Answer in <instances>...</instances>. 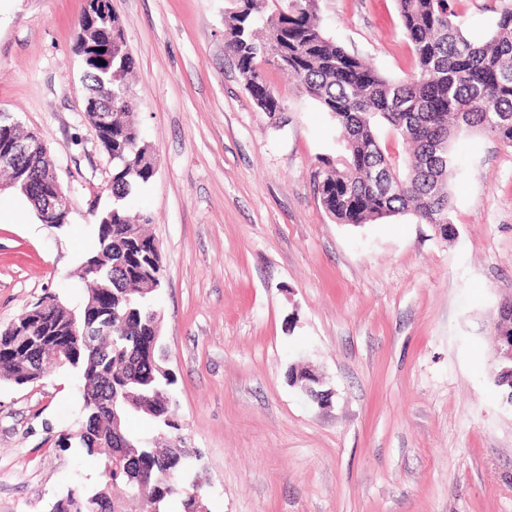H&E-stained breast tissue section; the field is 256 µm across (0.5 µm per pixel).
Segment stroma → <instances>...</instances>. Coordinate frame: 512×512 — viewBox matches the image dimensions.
<instances>
[{
  "label": "stroma",
  "instance_id": "obj_1",
  "mask_svg": "<svg viewBox=\"0 0 512 512\" xmlns=\"http://www.w3.org/2000/svg\"><path fill=\"white\" fill-rule=\"evenodd\" d=\"M86 0H0V111L40 133L72 209L62 228L0 191V329L45 294L77 305L112 162L86 118L72 52ZM225 0H110L157 173L129 200L163 262L153 303L178 405L172 443L209 512H512V406L490 372L512 295V149L453 148L456 234L409 215L339 224L313 172L342 141L275 68L285 112L255 106L224 52ZM500 0H455L473 39ZM326 33L402 79L413 54L395 0H321ZM303 366L328 390L288 381ZM79 376L0 383V512H51L97 485L96 457L54 442L81 420Z\"/></svg>",
  "mask_w": 512,
  "mask_h": 512
}]
</instances>
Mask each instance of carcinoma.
<instances>
[{
  "mask_svg": "<svg viewBox=\"0 0 512 512\" xmlns=\"http://www.w3.org/2000/svg\"><path fill=\"white\" fill-rule=\"evenodd\" d=\"M404 35L414 57L406 79L383 75L366 60L350 54L330 38L319 16V0H227L224 49L245 80L257 108L270 115L285 110L264 66L291 75L307 100L326 112L343 132L344 151L322 157L313 180L323 210L339 224H366L410 214L437 232L455 234L450 178L458 172L453 141L473 132L512 148V0H501L489 39L471 41L452 0H396ZM74 53L81 57L86 114L102 149L112 157V204L98 216L97 249L80 266L87 283L79 307L48 294L14 321L34 322L68 335L74 321L94 312L96 294L112 290V335L85 344L69 339V360L58 365L50 346L30 349L19 344L10 328L0 330V381L24 385L39 381L50 367L77 371L84 387V420L59 435L55 446L80 448L103 461L104 481L90 492H68L52 512H136L141 486L155 512L169 499L181 498L184 512H194L193 489L187 483L194 451L179 445L155 448L132 433L134 414L158 428H178L176 406L157 405V393H169L175 379L156 369L158 351L147 337L159 319L151 304L162 260L156 240L145 230L150 217L131 214L127 199L156 173L152 147L141 140L135 121L137 102L126 82L134 62L123 28L103 0H89L77 23ZM112 101V124L100 122V111ZM18 135L31 142L40 135L14 126L0 112V142ZM393 138L403 151L391 154ZM393 175L389 197L373 185L371 172ZM48 157L29 152L0 174L40 186L49 176Z\"/></svg>",
  "mask_w": 512,
  "mask_h": 512,
  "instance_id": "1",
  "label": "carcinoma"
}]
</instances>
